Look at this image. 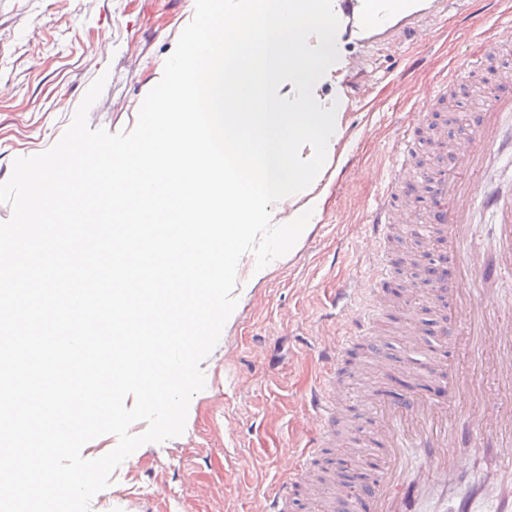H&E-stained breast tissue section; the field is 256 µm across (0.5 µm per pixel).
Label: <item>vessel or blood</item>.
Segmentation results:
<instances>
[{
	"mask_svg": "<svg viewBox=\"0 0 512 512\" xmlns=\"http://www.w3.org/2000/svg\"><path fill=\"white\" fill-rule=\"evenodd\" d=\"M339 18L349 34L365 42L389 40V33L356 23V0H344ZM474 77L488 79L495 90L492 106L477 112L463 138L439 159L427 174L415 178L429 222L426 233L437 235L440 249L434 260L451 281H440L439 314L452 327L445 345L425 346L421 337L407 335L410 350L423 355L430 370L444 384L436 398L415 393L395 398L383 388L372 394L370 437H356L353 447L337 448L336 422L340 417L343 368L341 355L350 337L330 339L324 350L326 369L311 394L308 415L309 441L292 464L287 483L265 498L262 512H288L298 486L315 480L312 463L323 450L337 448L343 465L360 474L359 487L337 481L333 498L346 504L348 512H421L419 499L438 490V512H512V292L473 287L479 275L493 279L512 277V187L493 188L486 182L488 169L501 158H512V126L501 116L512 112V57L479 52L471 65ZM461 82L448 74L438 83L414 86L412 95L422 105L418 120L450 94ZM415 141L401 133L396 159L385 182L383 197L369 208L367 222L378 244H385L395 228H410L412 210L401 198L410 178L408 161ZM490 215L496 228L493 261L486 270H476L462 258V245L475 210ZM386 266H378L369 279L357 280L363 313H378L387 307ZM480 355L488 363L489 380L463 371L456 362L457 350ZM470 417L466 433H458L460 416ZM496 445V467L486 474L482 487L470 495H449V486L467 484L472 469L471 449Z\"/></svg>",
	"mask_w": 512,
	"mask_h": 512,
	"instance_id": "b4317fda",
	"label": "vessel or blood"
}]
</instances>
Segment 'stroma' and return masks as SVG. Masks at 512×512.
I'll return each mask as SVG.
<instances>
[{"label": "stroma", "instance_id": "obj_1", "mask_svg": "<svg viewBox=\"0 0 512 512\" xmlns=\"http://www.w3.org/2000/svg\"><path fill=\"white\" fill-rule=\"evenodd\" d=\"M487 11L428 15L434 36L424 41L385 42L369 47L342 36V56H360L363 68L342 83H324L320 94L337 98L344 135L324 175L329 190L320 216L304 229L264 276L249 270L253 253L239 264L237 306L217 345L202 362L204 390L193 395L182 435L139 447L112 474V484L92 500L91 512H259L265 496L288 478V460L303 449L310 394L323 368L322 347L359 325L331 306L337 287L372 274L381 262L395 273L399 304L380 320V346L348 355L344 400L352 427L365 433L362 403L377 384L359 375L370 362L406 368L415 358L402 341L406 329L429 332L435 302L412 301L406 288L407 244L379 249L364 222L391 167L389 150L404 113L410 86L401 84L409 60L419 81L454 68L467 76L470 43L495 39L511 28ZM195 0H0V183L19 157L54 146L70 125L90 85L105 77L90 108V128L131 131L140 105L163 75ZM359 88L350 100L351 88Z\"/></svg>", "mask_w": 512, "mask_h": 512}]
</instances>
